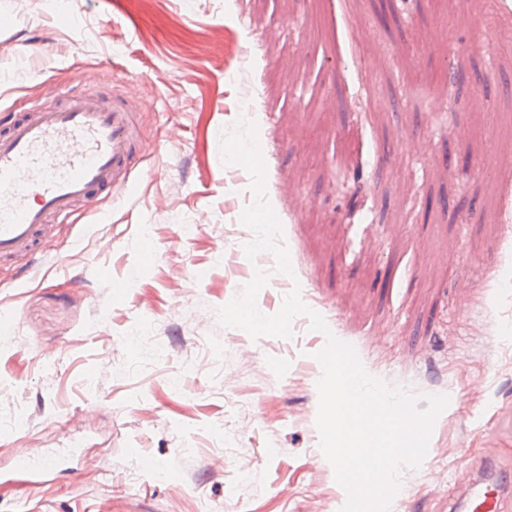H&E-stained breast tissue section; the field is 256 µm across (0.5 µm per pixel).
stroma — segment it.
I'll return each mask as SVG.
<instances>
[{
	"label": "stroma",
	"instance_id": "35a3bbf8",
	"mask_svg": "<svg viewBox=\"0 0 512 512\" xmlns=\"http://www.w3.org/2000/svg\"><path fill=\"white\" fill-rule=\"evenodd\" d=\"M509 34L497 0H0V110L111 71L147 94L155 170L60 224L28 275L0 262V471L12 442L76 451L45 485L0 483V512H341L316 428L330 335L448 398L390 512H449L475 469L512 466ZM242 116L289 275L245 252L251 177L221 157ZM259 270L262 313L295 290L328 333L222 327Z\"/></svg>",
	"mask_w": 512,
	"mask_h": 512
}]
</instances>
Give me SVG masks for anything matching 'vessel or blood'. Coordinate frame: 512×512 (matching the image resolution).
<instances>
[{
  "label": "vessel or blood",
  "mask_w": 512,
  "mask_h": 512,
  "mask_svg": "<svg viewBox=\"0 0 512 512\" xmlns=\"http://www.w3.org/2000/svg\"><path fill=\"white\" fill-rule=\"evenodd\" d=\"M101 81L104 92L67 91L54 108L32 103L0 132V259L23 269L37 263L53 220L78 212L100 214L104 198L134 190V171L144 160L137 126L143 102L107 93L111 74ZM13 465L36 486L55 462L19 451ZM511 506L507 471L491 462L468 486L455 512H507Z\"/></svg>",
  "instance_id": "vessel-or-blood-1"
}]
</instances>
